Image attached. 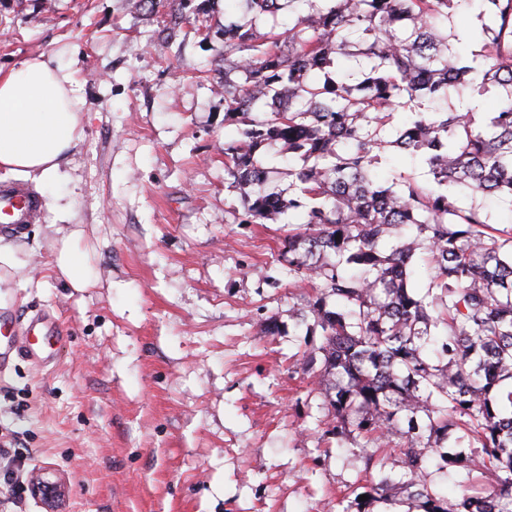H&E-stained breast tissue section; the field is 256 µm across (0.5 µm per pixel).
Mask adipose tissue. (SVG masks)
I'll use <instances>...</instances> for the list:
<instances>
[{
  "instance_id": "1",
  "label": "adipose tissue",
  "mask_w": 512,
  "mask_h": 512,
  "mask_svg": "<svg viewBox=\"0 0 512 512\" xmlns=\"http://www.w3.org/2000/svg\"><path fill=\"white\" fill-rule=\"evenodd\" d=\"M83 98L74 71L39 55L0 71V168L43 186L82 139Z\"/></svg>"
}]
</instances>
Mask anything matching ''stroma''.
Listing matches in <instances>:
<instances>
[{
  "label": "stroma",
  "instance_id": "1",
  "mask_svg": "<svg viewBox=\"0 0 512 512\" xmlns=\"http://www.w3.org/2000/svg\"><path fill=\"white\" fill-rule=\"evenodd\" d=\"M200 2L168 28L134 0H0V68L54 55L85 99L41 222L0 232V319L46 309L67 331L48 366L14 354L0 375V512H45L28 489L44 466L67 487L58 512H342L364 483L304 366L322 336L295 333L311 288L282 250L298 226L248 223L224 182L245 127L224 110L238 0H216L206 38ZM75 228L95 273L79 291L55 270Z\"/></svg>",
  "mask_w": 512,
  "mask_h": 512
}]
</instances>
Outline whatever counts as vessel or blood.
Here are the masks:
<instances>
[{"label": "vessel or blood", "instance_id": "b4317fda", "mask_svg": "<svg viewBox=\"0 0 512 512\" xmlns=\"http://www.w3.org/2000/svg\"><path fill=\"white\" fill-rule=\"evenodd\" d=\"M43 214L42 201L32 188L21 182L0 183V224L21 226L38 223ZM64 331L52 314L43 312L28 320L22 332L0 321V367L7 351H16L42 364L54 360L56 345Z\"/></svg>", "mask_w": 512, "mask_h": 512}]
</instances>
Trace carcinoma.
<instances>
[{
	"mask_svg": "<svg viewBox=\"0 0 512 512\" xmlns=\"http://www.w3.org/2000/svg\"><path fill=\"white\" fill-rule=\"evenodd\" d=\"M248 18L224 26V54L241 81H224V111L248 115L224 147V180L244 191L248 222L298 213L313 230L288 235V270L313 279L297 327L322 343L304 352L321 377L338 425L362 439L365 470L394 439L402 471L370 477L343 512H385L409 499L424 512H512V227L460 194L512 197V0H241ZM475 9L467 60L448 45L453 15ZM293 23L279 30L278 15ZM261 21L271 23L265 33ZM348 55L357 68L335 67ZM503 94L483 128L477 109L411 106ZM279 143L296 161L288 197L265 188L263 150ZM387 146L418 156L425 183L402 173L377 180ZM428 255V283L413 259ZM434 346L437 361L422 351ZM320 369H315L316 362ZM452 441L447 446L445 442ZM432 448L440 469L461 466L456 502L426 481ZM479 473L473 478V473Z\"/></svg>",
	"mask_w": 512,
	"mask_h": 512,
	"instance_id": "cac0c4a2",
	"label": "carcinoma"
}]
</instances>
